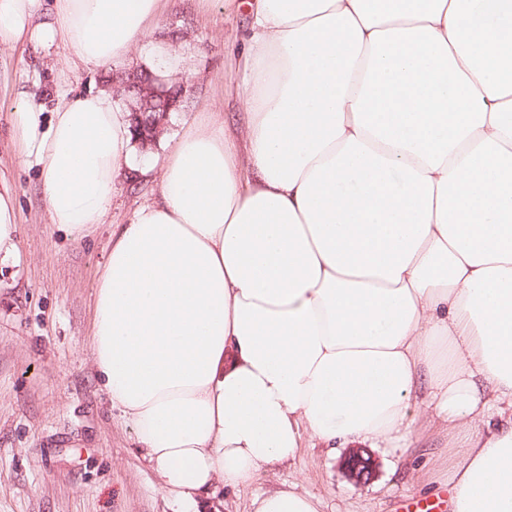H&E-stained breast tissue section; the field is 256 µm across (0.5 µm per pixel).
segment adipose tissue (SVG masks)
<instances>
[{
	"mask_svg": "<svg viewBox=\"0 0 512 512\" xmlns=\"http://www.w3.org/2000/svg\"><path fill=\"white\" fill-rule=\"evenodd\" d=\"M160 0H0V46L122 64ZM244 127L204 113L113 235L94 364L187 512L311 439L435 408L453 512H512V0H248ZM20 96L51 224L102 223L132 168L112 93ZM497 416L485 432L474 422ZM254 512H317L296 486Z\"/></svg>",
	"mask_w": 512,
	"mask_h": 512,
	"instance_id": "ef3b65f1",
	"label": "adipose tissue"
}]
</instances>
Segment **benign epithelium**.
Instances as JSON below:
<instances>
[{
  "label": "benign epithelium",
  "mask_w": 512,
  "mask_h": 512,
  "mask_svg": "<svg viewBox=\"0 0 512 512\" xmlns=\"http://www.w3.org/2000/svg\"><path fill=\"white\" fill-rule=\"evenodd\" d=\"M113 87L122 91L131 118L144 122V126L152 132L153 138L144 143L149 147L154 142V136L160 133L161 127L168 114L180 105L167 94L168 84L153 74H146L140 68H133L117 73L112 77ZM355 464L345 469V476L355 483H365L371 479L375 468L374 462L368 463V469L360 470L359 462L364 460L363 451L353 452Z\"/></svg>",
  "instance_id": "obj_1"
}]
</instances>
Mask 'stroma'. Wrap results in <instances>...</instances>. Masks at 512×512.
I'll return each instance as SVG.
<instances>
[{
	"label": "stroma",
	"mask_w": 512,
	"mask_h": 512,
	"mask_svg": "<svg viewBox=\"0 0 512 512\" xmlns=\"http://www.w3.org/2000/svg\"><path fill=\"white\" fill-rule=\"evenodd\" d=\"M244 13L224 0H163L156 24L130 67L157 69L153 47L175 45L192 90L155 145L137 150L133 170L116 183L102 224L75 240L50 224L36 167L15 159L12 111L17 91L43 106L49 121L59 91L111 90L103 71L73 67L71 52L52 59L31 47L0 48V176L14 192L18 252L0 260V512H180L142 459L135 435L112 408L91 352L97 272L118 225L160 198L158 171L184 122L202 112L237 115L233 80L242 67ZM344 449H302L294 461L262 472L250 485L213 498L217 512H253L257 495L288 484L319 502L321 512H398L448 485V437L424 424L412 444L371 448L377 463L365 483L340 468Z\"/></svg>",
	"instance_id": "1"
}]
</instances>
